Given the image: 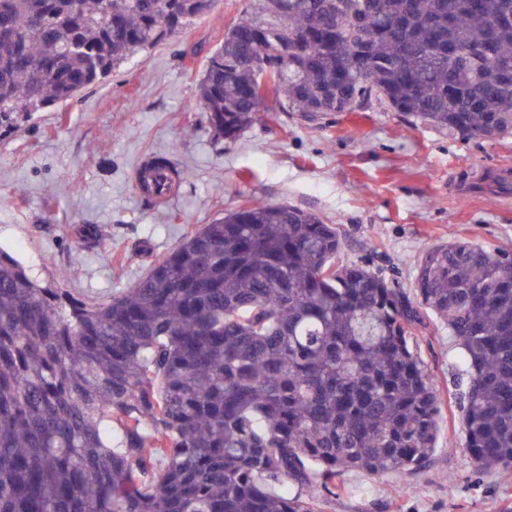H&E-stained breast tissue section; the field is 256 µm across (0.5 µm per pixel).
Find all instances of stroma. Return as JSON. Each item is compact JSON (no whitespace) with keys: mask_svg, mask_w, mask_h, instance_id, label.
<instances>
[{"mask_svg":"<svg viewBox=\"0 0 512 512\" xmlns=\"http://www.w3.org/2000/svg\"><path fill=\"white\" fill-rule=\"evenodd\" d=\"M247 0L214 11L116 73L0 140V247L38 280L96 301L134 286L154 255L246 202L286 203L336 225L346 263L367 262L408 296L433 245L465 239L512 255V135L464 137L372 106L326 118L263 117L234 142H216L195 107L206 58ZM162 154L191 177L163 199L137 188ZM98 225L99 246L76 230ZM415 337L442 395L428 467L345 473L315 512H512V469L476 471L463 448L455 395L459 350L428 317Z\"/></svg>","mask_w":512,"mask_h":512,"instance_id":"obj_1","label":"stroma"}]
</instances>
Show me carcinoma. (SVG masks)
I'll use <instances>...</instances> for the list:
<instances>
[{"label": "carcinoma", "instance_id": "cac0c4a2", "mask_svg": "<svg viewBox=\"0 0 512 512\" xmlns=\"http://www.w3.org/2000/svg\"><path fill=\"white\" fill-rule=\"evenodd\" d=\"M216 2L0 0V139ZM374 104L511 134L512 0H248L196 94L231 142L263 112ZM187 178L156 155L139 182ZM341 247L312 211L244 203L91 303L0 247V512H314L349 470H419L442 404L425 312L460 349L464 448L511 468L512 257L433 246L413 301Z\"/></svg>", "mask_w": 512, "mask_h": 512}]
</instances>
